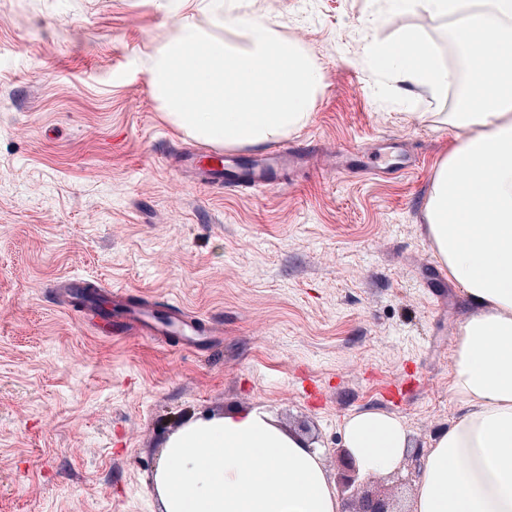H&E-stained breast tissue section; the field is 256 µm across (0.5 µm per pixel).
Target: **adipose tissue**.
<instances>
[{
    "mask_svg": "<svg viewBox=\"0 0 512 512\" xmlns=\"http://www.w3.org/2000/svg\"><path fill=\"white\" fill-rule=\"evenodd\" d=\"M445 17L467 11L455 46L479 94L458 97L443 122L458 135L438 165L425 216L438 260L464 289L450 392L463 407L428 448L411 512H512V0L490 11L465 0H396ZM375 67L439 97L455 73L436 44L407 30L371 42ZM344 445L364 473L395 469L411 446L402 421L363 411ZM158 512H342L319 454L253 409L192 420L166 442L154 473Z\"/></svg>",
    "mask_w": 512,
    "mask_h": 512,
    "instance_id": "1",
    "label": "adipose tissue"
}]
</instances>
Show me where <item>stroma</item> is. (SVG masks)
<instances>
[{"label": "stroma", "instance_id": "stroma-1", "mask_svg": "<svg viewBox=\"0 0 512 512\" xmlns=\"http://www.w3.org/2000/svg\"><path fill=\"white\" fill-rule=\"evenodd\" d=\"M317 62L323 90L280 139L316 158L262 188L186 176L211 146L153 94L152 55L210 0H0V512H157L151 482L183 424L261 409L307 435L327 476L352 414L379 410L430 448L469 310L426 230L455 99L410 100L374 73L369 36L406 30L451 68L458 18L392 0H237ZM405 151L411 167L382 172ZM77 277L145 300L195 336L104 332L64 300Z\"/></svg>", "mask_w": 512, "mask_h": 512}]
</instances>
